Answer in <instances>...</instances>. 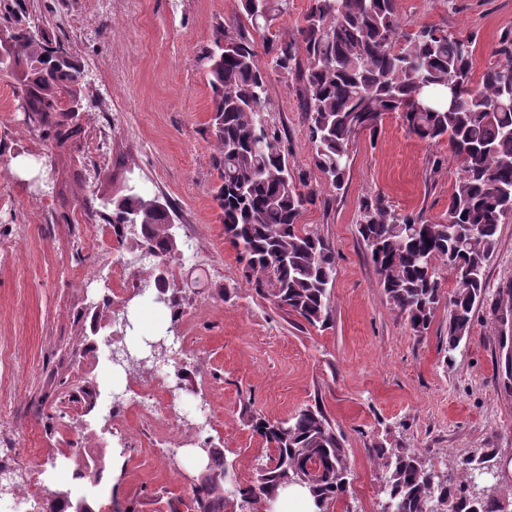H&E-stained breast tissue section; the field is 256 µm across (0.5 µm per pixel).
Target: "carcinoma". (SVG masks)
Here are the masks:
<instances>
[{
  "label": "carcinoma",
  "mask_w": 512,
  "mask_h": 512,
  "mask_svg": "<svg viewBox=\"0 0 512 512\" xmlns=\"http://www.w3.org/2000/svg\"><path fill=\"white\" fill-rule=\"evenodd\" d=\"M240 12L258 28L285 5L275 0H239ZM9 49L0 74L15 84L20 122L46 141L66 144L78 128L71 114H84L85 74L69 44L41 28L25 0H0ZM475 41L433 26L402 32L395 0H310L297 36L274 40L267 67L297 81L306 115L312 161L331 190L343 187L353 143L375 135L383 116L397 112L410 133L431 145L446 143L461 161L448 197L454 223L431 222L423 214L396 209L379 195L360 204L357 231L391 308L416 336L430 329L443 298L438 268L452 279L445 363L470 335L477 305L486 292V266L498 226L512 220V102H502L512 79V30L501 33L492 54L498 61L474 77ZM198 62L211 89L209 132L218 182L213 197L224 216V236L236 247L247 288L285 315L311 327L328 325L336 256L318 229L301 223L318 190L288 162L284 140L270 113L267 73L255 42L239 29L219 26ZM136 187L112 196L91 192L81 209L92 221L112 225L118 249L149 252L162 262L152 272L154 302L171 311L174 329L180 305L170 267L177 260L179 225L170 204L148 206ZM110 296L86 304L91 322H110L117 311ZM245 425L265 441L263 463L244 484L215 449L188 500L167 499L168 512H273L280 492L308 490L314 512H334L347 495L350 468L340 438L322 408L307 406L286 419H270L245 407ZM382 462L380 512H504L492 496L468 492L472 471L491 461L462 460L461 476L437 480L416 454L373 445ZM105 454L91 456L75 478L97 483ZM35 512H94L87 498L57 493L37 502Z\"/></svg>",
  "instance_id": "carcinoma-1"
}]
</instances>
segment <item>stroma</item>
<instances>
[{"label": "stroma", "instance_id": "35a3bbf8", "mask_svg": "<svg viewBox=\"0 0 512 512\" xmlns=\"http://www.w3.org/2000/svg\"><path fill=\"white\" fill-rule=\"evenodd\" d=\"M65 38L85 68L89 107L72 143L53 148L17 121L14 84L0 75V203L17 221L0 223V462L20 486L39 484L41 495L65 486L73 497L90 495L95 512L111 498L141 500L143 491L191 493L203 442L220 448L241 482L251 481L263 442L244 426L245 405L271 418L321 404L348 450L350 512H379L381 469L367 450L378 444L406 448L440 475L455 476L463 458L492 454L503 476L494 496L512 512V385L505 381L501 333L512 331L502 313L512 297V220L499 225L487 268L486 293L474 327L445 363L448 304L440 302L427 335L414 336L392 310L357 232L359 205L384 196L394 206L448 219V194L460 163L446 145L409 133L398 113L384 115L376 137L353 147L342 190L322 191L301 221L332 243L336 275L327 327L287 320L268 301L238 284L237 250L224 236L213 199L217 173L208 131L211 91L198 58L219 25L246 24L237 0H26ZM309 0H288V11L269 30L249 35L263 53L268 38L292 37L304 23ZM404 31L432 24L476 39V71L492 62V46L512 29V0H397ZM270 108L289 150V162L321 174L310 162L307 121L295 87L269 77ZM105 140L106 153L90 151ZM135 183L143 195L173 206L181 240L206 253L205 266L175 262L173 276L189 320L188 351L179 361L188 382L176 410L191 415L210 404L215 418L205 434L189 430L176 452L153 447L135 407L113 418L108 393L134 398L154 383V373L114 370L102 336L90 333L82 309L111 295L127 305L137 329L122 337L131 349L152 339L162 318L137 290L148 271L117 272V242L104 222L76 224L72 214L84 191L119 192ZM98 248L78 250L83 238ZM228 300H221L220 292ZM90 343L75 361L70 345ZM86 376L99 384L92 411L71 407L46 432V414L58 411L61 379ZM86 434L92 448L123 449L95 491L72 477L68 443Z\"/></svg>", "mask_w": 512, "mask_h": 512}]
</instances>
